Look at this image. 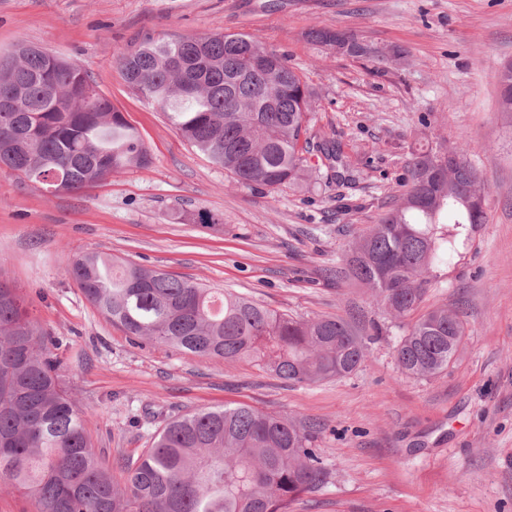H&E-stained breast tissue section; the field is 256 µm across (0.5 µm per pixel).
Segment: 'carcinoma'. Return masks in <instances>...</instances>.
<instances>
[{"label":"carcinoma","mask_w":512,"mask_h":512,"mask_svg":"<svg viewBox=\"0 0 512 512\" xmlns=\"http://www.w3.org/2000/svg\"><path fill=\"white\" fill-rule=\"evenodd\" d=\"M319 43H343L379 65L347 32L319 29ZM136 93L156 105L182 139L240 185L275 191L311 179L303 139L314 93L285 57L243 33L147 41L118 58ZM0 145L15 142L6 170L47 190L93 185L121 169L146 167L136 129L76 63L22 44L0 56ZM499 111L512 119V66L501 76ZM457 162L434 173L439 155ZM484 181L450 146L420 150L400 203L357 237L346 273L406 326L394 350L407 375L448 368L464 325L443 307L418 313L448 257L485 223ZM65 272L86 300L130 339L199 357L251 358L289 382L353 372L366 345L346 318L296 319L230 291L205 288L129 261L69 256ZM416 316L409 322L407 318ZM60 340L31 320L17 290L0 278V486L22 492L34 512H291L328 471L310 430L248 405L201 410L167 423L117 480L102 464L86 420L61 376Z\"/></svg>","instance_id":"cac0c4a2"}]
</instances>
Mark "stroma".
Instances as JSON below:
<instances>
[{"mask_svg":"<svg viewBox=\"0 0 512 512\" xmlns=\"http://www.w3.org/2000/svg\"><path fill=\"white\" fill-rule=\"evenodd\" d=\"M353 31L408 63L378 72L313 30ZM244 33L285 54L315 92L307 135L340 149L347 184L238 185L125 82L143 41ZM35 44L81 66L137 129L152 162L51 195L0 171V278L64 339V386L105 464L135 456L187 413L245 404L305 421L326 484L294 512H512V124L498 110L512 64V0H0V55ZM464 150L486 221L428 286L422 310L458 311L465 334L440 375L398 368L402 328L343 272L356 232L402 192L419 145ZM215 216L202 224L199 213ZM100 252L300 318L382 325L352 373L287 383L255 362L132 344L84 298L61 257Z\"/></svg>","mask_w":512,"mask_h":512,"instance_id":"35a3bbf8","label":"stroma"}]
</instances>
